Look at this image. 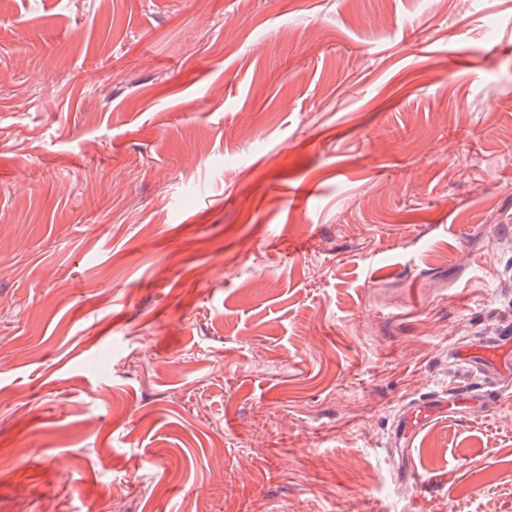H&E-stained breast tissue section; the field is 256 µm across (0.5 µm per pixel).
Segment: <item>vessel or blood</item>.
I'll list each match as a JSON object with an SVG mask.
<instances>
[{"instance_id":"b4317fda","label":"vessel or blood","mask_w":512,"mask_h":512,"mask_svg":"<svg viewBox=\"0 0 512 512\" xmlns=\"http://www.w3.org/2000/svg\"><path fill=\"white\" fill-rule=\"evenodd\" d=\"M504 347L501 340L449 347V355L463 362L469 371L490 376L492 386L478 390L462 385L444 395L436 391L424 394L400 414L392 436L393 447L410 448L417 433L440 416H475L512 401V359L505 357Z\"/></svg>"}]
</instances>
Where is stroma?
<instances>
[{"instance_id":"obj_1","label":"stroma","mask_w":512,"mask_h":512,"mask_svg":"<svg viewBox=\"0 0 512 512\" xmlns=\"http://www.w3.org/2000/svg\"><path fill=\"white\" fill-rule=\"evenodd\" d=\"M512 0H0V512H512ZM512 338L476 344L454 345L448 348V355L460 360L468 370L484 371L491 377L493 385L478 390L469 386L448 389V394L431 391L409 404L399 415L395 426L392 444L402 453L413 444L417 433L434 419L448 415L476 416L503 406L512 398V359L504 357V347L511 344Z\"/></svg>"}]
</instances>
